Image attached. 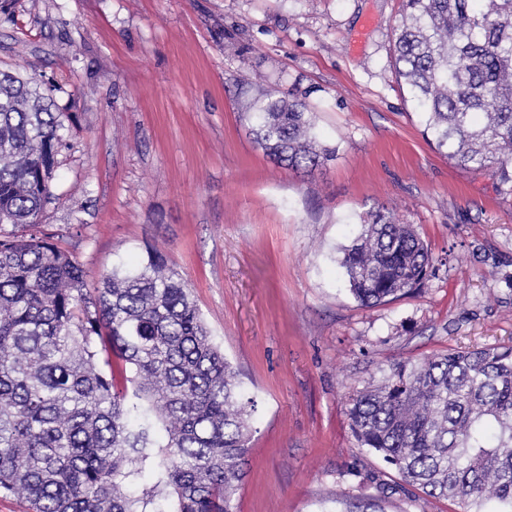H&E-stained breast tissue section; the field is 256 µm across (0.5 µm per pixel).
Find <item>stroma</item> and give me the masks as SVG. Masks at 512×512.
I'll return each instance as SVG.
<instances>
[{
    "label": "stroma",
    "instance_id": "stroma-1",
    "mask_svg": "<svg viewBox=\"0 0 512 512\" xmlns=\"http://www.w3.org/2000/svg\"><path fill=\"white\" fill-rule=\"evenodd\" d=\"M401 0H6L0 69L73 113L41 222L98 279L161 252L257 402L235 512H451L357 446L349 397L398 362L512 345V185L423 136L393 75ZM305 99L333 160L253 142L259 89ZM414 224L433 266L364 306L342 248L360 213Z\"/></svg>",
    "mask_w": 512,
    "mask_h": 512
}]
</instances>
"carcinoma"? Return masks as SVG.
<instances>
[{
  "mask_svg": "<svg viewBox=\"0 0 512 512\" xmlns=\"http://www.w3.org/2000/svg\"><path fill=\"white\" fill-rule=\"evenodd\" d=\"M394 69L448 159L512 182V0H404ZM55 85L0 70V494L30 512H234L256 401L164 256L88 273L40 228L72 120ZM254 141L311 172L336 148L307 104L260 91ZM343 248L365 306L420 288L433 257L384 208ZM358 447L460 512H512V346L395 365L349 398Z\"/></svg>",
  "mask_w": 512,
  "mask_h": 512,
  "instance_id": "1",
  "label": "carcinoma"
}]
</instances>
